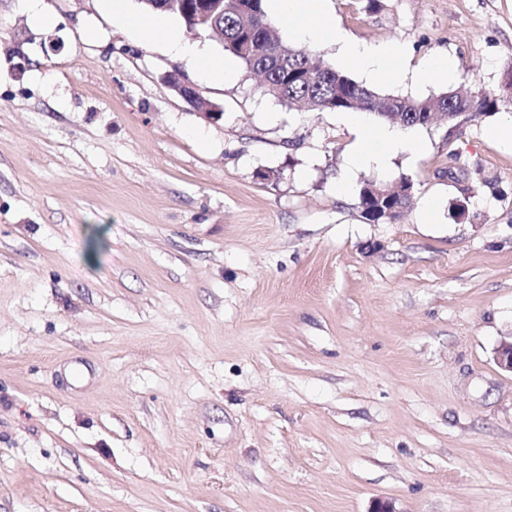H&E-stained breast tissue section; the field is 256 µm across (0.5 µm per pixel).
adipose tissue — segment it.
<instances>
[{
  "label": "adipose tissue",
  "instance_id": "adipose-tissue-1",
  "mask_svg": "<svg viewBox=\"0 0 512 512\" xmlns=\"http://www.w3.org/2000/svg\"><path fill=\"white\" fill-rule=\"evenodd\" d=\"M324 0H271L272 11L291 24L296 37L307 42L335 43L346 65L361 69L370 76L399 78L403 75L402 53L389 46H365L351 40L344 32L323 21ZM113 19L134 27L147 43L164 44L171 52L192 58L197 69L208 79L226 81L235 74L232 59H215L201 54L183 43L165 23L163 16L148 18L131 16L127 0H104ZM421 142L393 129H373L360 126L357 143L351 154L355 167L388 166L391 158L400 153H419Z\"/></svg>",
  "mask_w": 512,
  "mask_h": 512
}]
</instances>
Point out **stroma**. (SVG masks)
I'll return each instance as SVG.
<instances>
[{"label":"stroma","instance_id":"obj_1","mask_svg":"<svg viewBox=\"0 0 512 512\" xmlns=\"http://www.w3.org/2000/svg\"><path fill=\"white\" fill-rule=\"evenodd\" d=\"M43 6L52 27L0 0V512H512V373L493 360L512 337V106L353 170L343 113L242 68L206 80L102 0ZM325 20L411 69L456 62L371 82L313 43L388 93L512 72V0H328ZM404 175L403 218L363 220V183ZM456 66L452 58L447 56H439L431 59L417 73L412 75V80L417 83H424L431 79L437 73H445L448 80L454 78ZM166 82L186 103L190 104L195 99H203L198 88L189 82L185 77L176 69L168 72L166 75ZM207 102L206 100H204ZM201 114L209 120L217 121L223 115V112H219L218 108L207 102L205 112Z\"/></svg>","mask_w":512,"mask_h":512}]
</instances>
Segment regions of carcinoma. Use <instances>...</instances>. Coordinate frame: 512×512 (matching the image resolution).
Returning <instances> with one entry per match:
<instances>
[{"label": "carcinoma", "mask_w": 512, "mask_h": 512, "mask_svg": "<svg viewBox=\"0 0 512 512\" xmlns=\"http://www.w3.org/2000/svg\"><path fill=\"white\" fill-rule=\"evenodd\" d=\"M219 4L218 11L204 23L194 22L176 7L167 13L177 16L188 28L219 33L224 52L240 61L247 72L261 78L265 94L290 107L300 104L311 112L359 108L383 123L407 130L429 126L442 113L457 124L496 112L505 104L512 106V77L500 92L474 87L466 92L450 90L425 98L367 88L333 67L315 64L311 48L285 44L273 30L262 0H254L249 14L240 11L239 0H219ZM378 186L376 181H366L361 186V216L373 224L394 223L409 206L414 183L407 176L400 177L387 198L372 195V188Z\"/></svg>", "instance_id": "obj_1"}]
</instances>
